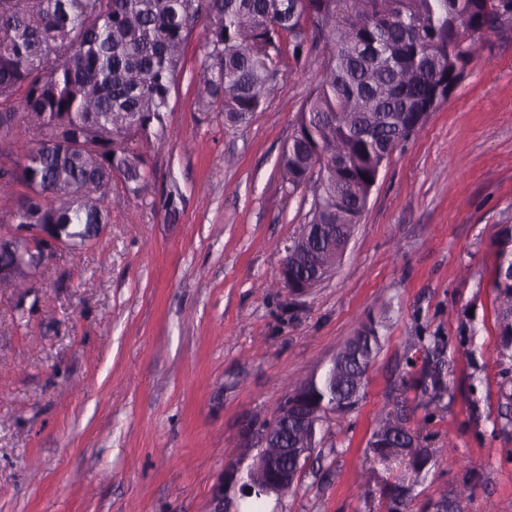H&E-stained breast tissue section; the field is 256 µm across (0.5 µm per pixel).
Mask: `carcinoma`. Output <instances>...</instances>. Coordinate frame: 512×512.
Listing matches in <instances>:
<instances>
[{"mask_svg":"<svg viewBox=\"0 0 512 512\" xmlns=\"http://www.w3.org/2000/svg\"><path fill=\"white\" fill-rule=\"evenodd\" d=\"M496 16L512 18V0H0V147L21 136L28 143L0 174L4 191L27 189L14 210L0 211V224H62L70 248L86 246L107 223L112 175L134 197L143 190L193 35L203 51L198 109L218 102L224 123L237 126L277 89L274 56L286 34L297 62L319 45L326 52L280 166L295 188L318 174L309 223L328 225L330 236L304 229L298 241L333 264L383 165L424 127L434 102L448 99ZM495 245L499 353L512 360L511 224ZM304 257L288 256L291 289L314 277ZM3 258L34 261L24 241ZM379 349L371 322L335 367L309 381L298 411L322 402L321 421L349 411ZM292 399L279 409L276 447L261 449L258 461L312 435L286 408ZM369 445L382 457L409 456L418 477L431 458L401 417L382 420ZM410 494L393 485L387 512H404Z\"/></svg>","mask_w":512,"mask_h":512,"instance_id":"obj_1","label":"carcinoma"}]
</instances>
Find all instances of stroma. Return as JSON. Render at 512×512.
<instances>
[{
	"instance_id": "stroma-1",
	"label": "stroma",
	"mask_w": 512,
	"mask_h": 512,
	"mask_svg": "<svg viewBox=\"0 0 512 512\" xmlns=\"http://www.w3.org/2000/svg\"><path fill=\"white\" fill-rule=\"evenodd\" d=\"M321 51L278 58L248 124L198 111L203 53L185 49L165 139L140 198L113 178L89 246L0 288V512H235L286 396L367 323L381 348L358 404L327 415L276 512H512V361L499 355L495 238L512 225V26L489 33L448 99L383 165L334 274L303 294L279 269L315 185L280 167ZM441 368L449 393L422 380ZM404 416L435 465L369 447Z\"/></svg>"
}]
</instances>
